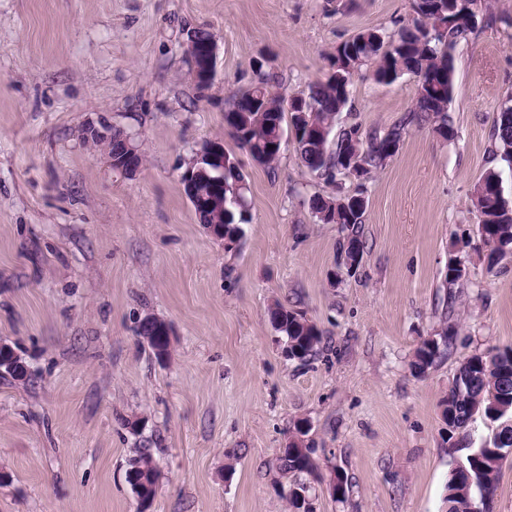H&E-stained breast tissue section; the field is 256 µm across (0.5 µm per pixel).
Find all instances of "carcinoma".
<instances>
[{
    "label": "carcinoma",
    "mask_w": 512,
    "mask_h": 512,
    "mask_svg": "<svg viewBox=\"0 0 512 512\" xmlns=\"http://www.w3.org/2000/svg\"><path fill=\"white\" fill-rule=\"evenodd\" d=\"M432 10L421 11L411 23L387 33L367 28L336 47L326 78L309 86L308 92L271 96L268 78L258 79L246 91L235 96L224 112L225 129L240 147L259 165L271 166L281 149L272 150L284 131L285 117L300 114L298 120L311 127L300 137L296 152L301 164L336 192L314 195L309 207L321 224H338L346 232L342 265L357 269L362 251L361 228L367 211L365 183L386 167L396 155L403 133L410 127L431 126L445 140L455 136L448 116V104L454 93L453 51L479 30V22L493 26L499 17L482 14L486 0H428ZM373 66V79L391 84L403 75L414 79L416 92L413 105L398 124L389 129L363 132L357 123L343 124L340 115L350 99V87L363 67ZM356 140L353 148L355 164L362 180L352 192L339 188L344 176L345 159L342 144ZM494 159L512 168V104L504 103L491 133ZM248 183L242 169L229 166L224 170V209L203 206L194 208L198 223L210 228H224V237L234 242L241 237V225L249 222L246 194ZM471 204L478 219V236L486 250L488 270L512 259V204L502 192L501 171L487 170L474 185ZM466 268L460 261L448 262L445 282L448 288L463 285ZM275 329L282 334L285 350L291 360L305 361L317 352L322 332L298 311L275 303L270 308ZM169 326L153 317L140 323L137 335L164 333ZM452 331L442 328L438 336L424 340L415 350L411 368L424 374L439 359L440 347H451ZM448 420V447L466 451L462 466L473 477L465 485L455 471L448 474L445 500L448 512H475L480 503L485 512H493L503 457L499 450L512 447V348L495 349L468 357L458 368L448 394L442 400ZM496 420L501 427L497 447H472L470 424L475 414ZM298 437L288 443L278 457L279 469L296 475L313 474L316 464L310 449L304 446L302 428ZM157 471L149 449L141 448L131 459L126 480L141 497L156 493Z\"/></svg>",
    "instance_id": "carcinoma-1"
}]
</instances>
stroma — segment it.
I'll use <instances>...</instances> for the list:
<instances>
[{
    "label": "stroma",
    "instance_id": "1",
    "mask_svg": "<svg viewBox=\"0 0 512 512\" xmlns=\"http://www.w3.org/2000/svg\"><path fill=\"white\" fill-rule=\"evenodd\" d=\"M411 19V0H0V341L31 371L0 376V512H140L125 473L144 447L158 471L147 512H287L295 479L276 458L298 434L314 512H447L465 454L448 449L441 402L468 356L512 347V260L487 269L470 202L512 96V22L455 50L454 140L409 128L367 182L355 274L336 275L341 228L308 205L332 188L293 139L264 167L224 127L256 69L295 94L360 30ZM202 25L218 46L203 89L184 53ZM414 97L411 77L380 84L367 66L341 119L386 128ZM90 126L131 134L141 168L112 170ZM208 141L250 187L230 247L181 184ZM452 258L468 273L455 290ZM277 302L321 330L307 362L286 356ZM147 316L172 328L168 361L138 341ZM445 324L451 353L415 374Z\"/></svg>",
    "mask_w": 512,
    "mask_h": 512
}]
</instances>
